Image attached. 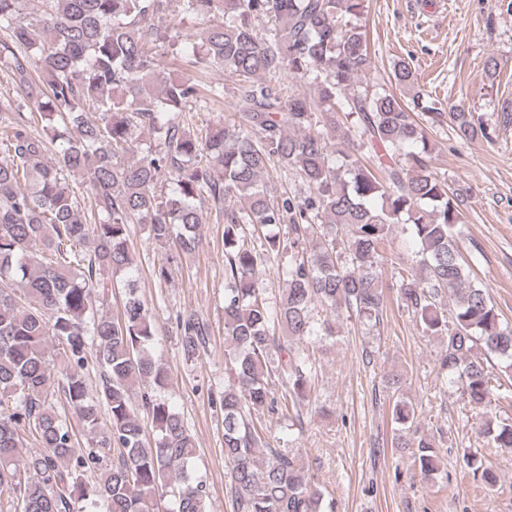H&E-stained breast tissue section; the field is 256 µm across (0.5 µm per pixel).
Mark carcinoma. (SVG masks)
<instances>
[{
  "label": "carcinoma",
  "instance_id": "1",
  "mask_svg": "<svg viewBox=\"0 0 512 512\" xmlns=\"http://www.w3.org/2000/svg\"><path fill=\"white\" fill-rule=\"evenodd\" d=\"M30 2L0 0V72L16 91L0 111V512H81V503L158 512L161 487L165 512H207L206 484L187 474L194 441L159 396L170 373L150 351L157 330L133 276L130 239V225L143 224L155 243L192 254L204 195L233 202L224 210L231 349L219 399L233 512H324L310 464L270 447L253 415L278 412L273 372L293 404L313 409L316 368L291 341L332 336L334 323L315 327L311 303L333 317L382 321L379 249L394 224L408 226L415 247L413 264L390 260L401 306L424 332L446 337L441 370L468 403L491 402L493 369L512 374V326L470 280L459 248L461 201L430 170L426 125L446 115L463 141L489 133L470 112L442 113L404 61L389 77L402 96L367 81L365 0H183L185 17L217 23L184 40L181 58L230 72L241 107L195 128L185 112L206 95L224 97V86L203 89L153 51L177 31L169 0ZM259 18L273 21L274 32L259 33ZM284 69L318 96L290 92L276 79ZM37 119L41 134L32 131ZM137 127L148 136L140 156L118 161ZM274 159L307 183L305 198L271 201L262 177ZM73 177L86 186L88 217ZM163 179L168 190L159 196ZM247 224L266 232L267 260L315 238L313 253L283 270L288 288L274 308L256 276L262 258L244 244ZM280 224L286 239L273 233ZM115 286L124 292L122 315L94 312V298ZM176 325L191 360L209 325L192 311ZM91 362L100 368L92 390ZM60 400L86 436L82 448L57 411ZM391 415L398 431L418 429L407 402L396 399ZM487 434L512 450V422ZM25 435L38 449L22 455ZM416 455L423 477L440 472L427 438Z\"/></svg>",
  "mask_w": 512,
  "mask_h": 512
}]
</instances>
